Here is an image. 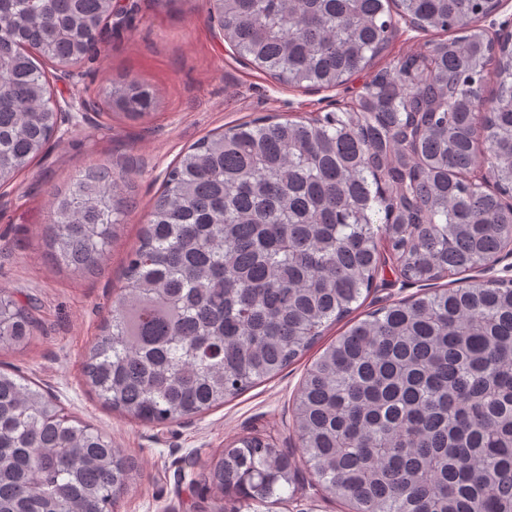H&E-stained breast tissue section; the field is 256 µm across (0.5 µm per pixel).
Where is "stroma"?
<instances>
[{"label":"stroma","mask_w":512,"mask_h":512,"mask_svg":"<svg viewBox=\"0 0 512 512\" xmlns=\"http://www.w3.org/2000/svg\"><path fill=\"white\" fill-rule=\"evenodd\" d=\"M434 31L399 24L376 68L426 52ZM133 75L156 95L149 117H112L103 109L113 80ZM55 104L68 108L49 147L10 186L0 188V289L33 307L30 343L0 352V366L20 372L54 396L69 415L107 433L139 471L113 512H214V494L200 495L209 465L234 440L258 435L285 452L294 482L280 489L275 512H348L305 463L293 429V404L308 364L345 328L328 327L282 373L205 414L153 425L104 407L85 384L83 363L100 335L125 279L126 258L166 172L208 132L267 114L293 118L341 112L366 79L336 88L291 87L255 69L225 42L206 0H116L100 51L72 77L49 69ZM111 168L124 187L126 209L107 259L93 274H75L48 254L53 192L73 186L91 167ZM419 284L391 271L378 277L364 311L409 300Z\"/></svg>","instance_id":"1"}]
</instances>
